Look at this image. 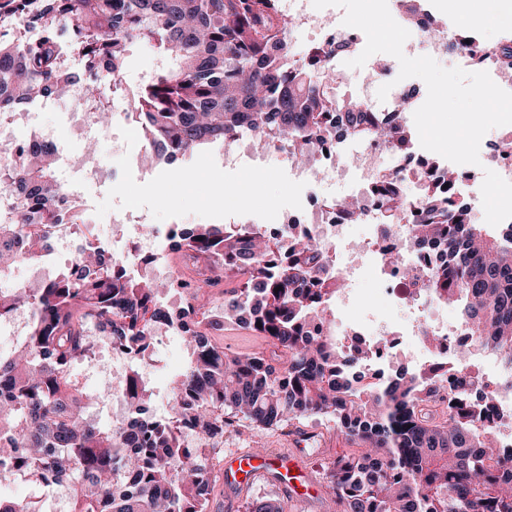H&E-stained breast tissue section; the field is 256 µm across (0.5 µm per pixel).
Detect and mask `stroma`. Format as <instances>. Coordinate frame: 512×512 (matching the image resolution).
I'll return each instance as SVG.
<instances>
[{"label": "stroma", "instance_id": "1", "mask_svg": "<svg viewBox=\"0 0 512 512\" xmlns=\"http://www.w3.org/2000/svg\"><path fill=\"white\" fill-rule=\"evenodd\" d=\"M447 0H426L424 7L446 28L464 27L474 38L489 45L511 38L512 27H495L478 20L462 21L449 12ZM127 89L110 97L113 113L107 136L100 138L94 159L104 171L106 181L89 184L83 189L78 208L82 219L94 235H102L103 215H117L128 224H271L286 219L289 211L305 207L309 196L330 199L346 193L343 183L304 186L290 182L292 162L284 151H267L264 161L254 171L245 172L226 166L224 144L215 141L199 149L189 162L170 166L153 163L142 169L143 138L127 119L132 108L131 93L141 77L156 69L158 54L130 48L128 51ZM80 103L71 101L66 111L57 108L39 109L33 106L18 111V125L23 134L41 133L44 127H55L67 152H80L87 141L81 129L71 127L67 114L80 110ZM381 269L377 262L366 263L347 279L349 290L357 300L347 309L328 306L330 319L340 329L371 320L389 322L402 329L410 318L409 312L393 297L382 294ZM152 372L149 376L154 388L153 406L163 413L172 378L186 364L187 352L179 337L169 335L155 343L147 356ZM300 431L306 434V455L313 475L322 486V494L313 503L299 507L289 504L287 512H337L334 496L322 464L345 448V440L338 435L333 423L325 419L302 420ZM288 431H259L248 420H240L225 432L223 451L253 447L263 442L266 448H283Z\"/></svg>", "mask_w": 512, "mask_h": 512}]
</instances>
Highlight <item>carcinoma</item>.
<instances>
[{"label":"carcinoma","instance_id":"obj_1","mask_svg":"<svg viewBox=\"0 0 512 512\" xmlns=\"http://www.w3.org/2000/svg\"><path fill=\"white\" fill-rule=\"evenodd\" d=\"M421 2L401 0L403 21L413 24ZM291 25L274 0H0V118L78 86L98 120H108L107 92L126 91L128 47L143 41L175 60L132 93L127 113L158 161L244 133L303 161L332 138L369 137L406 152L412 134L400 120L329 95L327 57L349 43L301 50L287 39ZM462 46L474 58L512 63V40L489 48L469 36ZM70 53L81 58V81L67 68ZM52 149L26 136L0 172V276L13 262L50 255L59 225L81 224ZM414 177L415 234L441 250L429 287L458 305L470 340L456 352V386L430 364L370 381L360 352L311 332L344 283L308 234L289 235L282 250L249 225L195 224L168 238V251L207 268L183 287L205 294L236 282L224 290V318L268 344L246 356L214 342L220 325L187 329L186 314L163 307L156 284L135 273L134 257L80 240L70 263L40 287L0 291V320L27 313L26 334L0 353V473L66 491L69 512H207L217 479L210 445L235 420L271 430L319 416L350 444L327 467L340 512H512V448L500 447L490 421L499 392L471 363L476 352L496 357L500 385L512 389V224L472 223L453 196L451 171ZM377 192L379 223H399L406 179L385 180ZM164 332L182 336L188 362L163 415L145 384L129 397L121 383L90 392L75 376L101 340L130 356L127 375L137 376L150 339ZM117 397L126 416L100 426L96 409ZM183 424L208 447L190 445ZM0 512L43 509L0 496ZM245 512H285L284 502L253 499Z\"/></svg>","mask_w":512,"mask_h":512}]
</instances>
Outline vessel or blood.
<instances>
[{"mask_svg":"<svg viewBox=\"0 0 512 512\" xmlns=\"http://www.w3.org/2000/svg\"><path fill=\"white\" fill-rule=\"evenodd\" d=\"M261 478L272 479L290 499L301 505L315 501L321 493L301 449L284 448L264 455L250 450L225 454L220 480L226 490H241Z\"/></svg>","mask_w":512,"mask_h":512,"instance_id":"vessel-or-blood-1","label":"vessel or blood"}]
</instances>
